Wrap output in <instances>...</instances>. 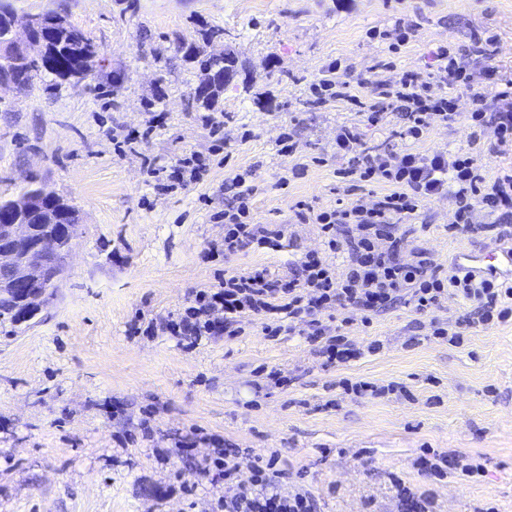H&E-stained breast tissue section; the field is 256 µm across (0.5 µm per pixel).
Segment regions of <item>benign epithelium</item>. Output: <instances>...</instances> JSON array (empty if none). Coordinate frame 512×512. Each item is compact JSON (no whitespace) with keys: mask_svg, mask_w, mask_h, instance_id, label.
<instances>
[{"mask_svg":"<svg viewBox=\"0 0 512 512\" xmlns=\"http://www.w3.org/2000/svg\"><path fill=\"white\" fill-rule=\"evenodd\" d=\"M41 199L46 204L43 208L45 223L57 225L60 234L69 231V224L65 221L66 211L57 205L54 195L45 191ZM34 231L33 225L18 219L13 221L9 214L0 213V234H5L10 241V246L0 247V287H8L24 317L35 311L44 297L38 284L49 276L58 279L65 267L57 248L58 240L54 237L44 238L34 244ZM22 244L27 245L33 255L32 259L23 263L17 261L15 254Z\"/></svg>","mask_w":512,"mask_h":512,"instance_id":"7a95c632","label":"benign epithelium"}]
</instances>
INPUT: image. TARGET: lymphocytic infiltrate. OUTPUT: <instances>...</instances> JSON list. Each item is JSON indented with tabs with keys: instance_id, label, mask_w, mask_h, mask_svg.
I'll use <instances>...</instances> for the list:
<instances>
[{
	"instance_id": "obj_1",
	"label": "lymphocytic infiltrate",
	"mask_w": 512,
	"mask_h": 512,
	"mask_svg": "<svg viewBox=\"0 0 512 512\" xmlns=\"http://www.w3.org/2000/svg\"><path fill=\"white\" fill-rule=\"evenodd\" d=\"M436 59L435 70L428 74L408 72L399 81L383 85L379 106L368 103L342 79L340 62H331L323 71L319 86L325 99L347 102L362 117L361 124L337 128V155L356 161L359 181L383 188L372 202L360 199L353 206L339 205L312 216L329 251L346 252L343 273H335L324 256L310 252L299 261L296 277L284 283L264 268L224 274L217 284L197 294L195 307L173 324L174 335L208 336L221 328L234 335L244 319L258 316L267 334L275 336L285 330L321 340L320 353L327 362L345 364L358 359L361 352L347 336L329 335L322 324V311L334 305L369 317L403 300L427 313L454 294L475 302L481 321L504 323L512 319V282L445 270L423 248L414 251L412 261L400 257L401 225L431 198L455 199L458 209L455 223L448 227L451 234L469 229L472 202L477 199L497 214L498 222L493 226L497 238H512V168L491 179L486 174V160L473 153H423L408 145L409 140L420 139L433 127L454 119L455 92L462 88L471 94L473 131H492L497 153L512 155V79H499L489 70L484 81H476L466 58L444 47L437 50ZM435 85L441 86L440 95H432ZM387 110L403 120L396 132L400 144L369 146L362 128L378 126ZM233 186L238 205L224 212L225 253H235L249 244L277 246L282 229L248 221L253 186L239 176ZM215 309L223 311L222 322L209 319V312ZM213 464L223 470L225 482L238 485L237 493L225 499L224 512H315L309 494L282 496L275 474L268 472L260 458L244 462L228 449ZM244 466L251 469L252 478L241 484L237 478Z\"/></svg>"
}]
</instances>
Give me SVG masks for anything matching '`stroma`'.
Masks as SVG:
<instances>
[{
  "mask_svg": "<svg viewBox=\"0 0 512 512\" xmlns=\"http://www.w3.org/2000/svg\"><path fill=\"white\" fill-rule=\"evenodd\" d=\"M10 4L20 21L65 15L100 53L90 84L42 74L28 90L0 88V198L18 199L35 180L80 216L54 296L15 332L0 331V512H221L236 489L212 461L227 447L275 458L280 492L309 493L316 512H397L403 485L432 512H512V321L473 322L472 303L454 295L427 314L400 302L368 321L335 306L329 315L348 317L343 331L363 353L339 366L305 337L264 335L258 320L194 343L168 328L223 272L264 268L282 279L305 253H327L301 206L379 193L336 154V129L356 112L312 93L331 60L375 102L381 84L431 71L438 46L463 53L491 33L494 55L470 67L512 78V0ZM399 19L413 27L400 52L368 38ZM191 46L237 59L210 110L192 97ZM457 97L456 120L416 148L488 155L496 176L495 139L470 143V95ZM285 131L295 151L278 144ZM191 155L200 180L173 185ZM238 174L255 188L253 222L285 233L277 248L218 256L216 215ZM455 212L449 196L422 203L401 258L421 246L450 268L460 251L503 248L479 207L474 229L450 236ZM462 321L461 343L435 333ZM360 380L384 395L346 391ZM437 455L480 472L417 467Z\"/></svg>",
  "mask_w": 512,
  "mask_h": 512,
  "instance_id": "35a3bbf8",
  "label": "stroma"
}]
</instances>
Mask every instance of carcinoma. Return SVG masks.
<instances>
[{"label": "carcinoma", "instance_id": "1", "mask_svg": "<svg viewBox=\"0 0 512 512\" xmlns=\"http://www.w3.org/2000/svg\"><path fill=\"white\" fill-rule=\"evenodd\" d=\"M13 10L7 0H0V73L14 72L12 61L22 60L24 77L17 81V88H27L32 80L48 73L62 79L77 78L83 74L92 76L97 46L82 31L71 24L57 25L36 33L34 42L44 46V50L30 53L26 49L8 41L7 34L12 25ZM200 82L194 90V99L205 108H210L220 92L221 86H212V72H220L237 66L235 56L229 52L217 59L201 52L195 53ZM19 323L17 305L13 296L0 291V325Z\"/></svg>", "mask_w": 512, "mask_h": 512}]
</instances>
